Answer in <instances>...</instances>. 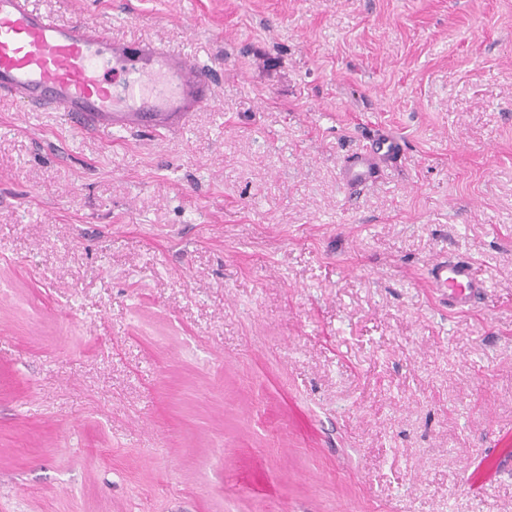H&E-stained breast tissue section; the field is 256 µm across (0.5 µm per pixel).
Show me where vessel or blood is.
<instances>
[{"label": "vessel or blood", "mask_w": 512, "mask_h": 512, "mask_svg": "<svg viewBox=\"0 0 512 512\" xmlns=\"http://www.w3.org/2000/svg\"><path fill=\"white\" fill-rule=\"evenodd\" d=\"M0 95L67 113L80 130H136L169 134L212 101L207 69L184 54L112 36L103 22L61 24L30 8L28 0H0ZM396 145L383 136L349 155L341 169L348 190H360ZM428 281L449 309L480 305L488 283L473 261L442 256ZM512 460V448L489 454L470 472L472 485Z\"/></svg>", "instance_id": "vessel-or-blood-1"}]
</instances>
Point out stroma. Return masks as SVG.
Listing matches in <instances>:
<instances>
[{"label":"stroma","mask_w":512,"mask_h":512,"mask_svg":"<svg viewBox=\"0 0 512 512\" xmlns=\"http://www.w3.org/2000/svg\"><path fill=\"white\" fill-rule=\"evenodd\" d=\"M30 2L214 101L150 135L0 96V512H512V465L467 481L512 448V0ZM396 153V145L383 136L368 139V144L349 155L341 169V179L349 191L360 190L376 176L379 164L391 160ZM428 281L451 310L464 311L480 305L488 283L473 261L462 257L442 256L428 266ZM512 458V448H499L497 452L489 454L484 465L470 472L469 480L472 485L480 487L484 484V475L488 472L496 471L501 469L502 463L510 462Z\"/></svg>","instance_id":"35a3bbf8"}]
</instances>
